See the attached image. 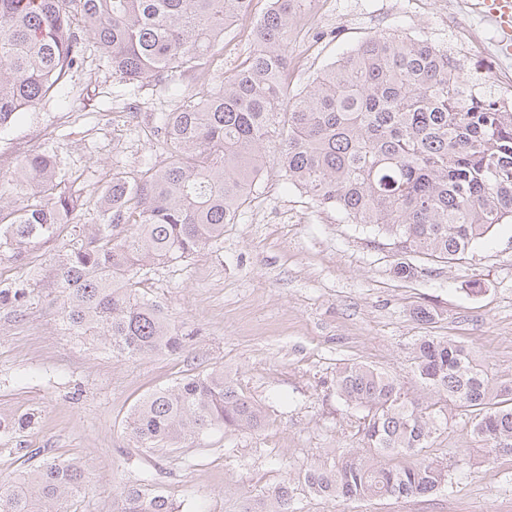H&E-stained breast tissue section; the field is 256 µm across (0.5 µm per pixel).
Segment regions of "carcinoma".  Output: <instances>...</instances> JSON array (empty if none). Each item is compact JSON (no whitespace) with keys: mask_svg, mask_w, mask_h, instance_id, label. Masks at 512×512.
<instances>
[{"mask_svg":"<svg viewBox=\"0 0 512 512\" xmlns=\"http://www.w3.org/2000/svg\"><path fill=\"white\" fill-rule=\"evenodd\" d=\"M253 0H0V131L58 91L89 46L130 83H175L207 74L229 22ZM305 0H270L253 50L206 95L164 114L157 136L168 162L133 181L117 172L97 199L100 223L71 226L55 278L66 329L99 336L116 358L180 353L193 333L140 292L141 273L187 259L224 239L270 161L286 183L362 224L404 255L461 260L494 226L512 223V108L497 85L464 71L448 48L421 36L379 32L286 100L288 44ZM57 158L22 157L0 177V252L20 261L59 235L81 196L59 189ZM29 283L0 288V308L31 300ZM411 395L377 368L336 371V396L363 411L362 447L317 460L297 477L323 498H412L448 484V466L422 455L449 415L483 442L488 460L512 455V380H492L457 342L425 336ZM261 406L216 368L144 397L128 429L141 448L177 445L219 428L254 431ZM417 461L391 467L386 458ZM86 473L46 458L0 481V512H62ZM287 480L243 512H296ZM121 512H179L160 493L124 491Z\"/></svg>","mask_w":512,"mask_h":512,"instance_id":"cac0c4a2","label":"carcinoma"}]
</instances>
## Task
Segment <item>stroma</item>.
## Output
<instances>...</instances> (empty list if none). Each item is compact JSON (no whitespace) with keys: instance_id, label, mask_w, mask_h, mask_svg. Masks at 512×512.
Returning a JSON list of instances; mask_svg holds the SVG:
<instances>
[{"instance_id":"stroma-1","label":"stroma","mask_w":512,"mask_h":512,"mask_svg":"<svg viewBox=\"0 0 512 512\" xmlns=\"http://www.w3.org/2000/svg\"><path fill=\"white\" fill-rule=\"evenodd\" d=\"M474 12L473 0H459L452 20L440 0H328L305 29L291 32L288 92L305 91L319 69L378 31L455 46L458 31L480 27ZM250 47L229 30L212 52V83ZM183 97L180 85L126 83L87 52L62 92L0 134V176L26 154L52 153L61 188L84 200L73 222L97 223V196L113 173L133 178L166 162L153 130ZM58 251L40 245L22 263L0 254V282L35 286L22 311L0 309V479L46 457L79 460L86 487L68 512H121L124 488L139 484L188 512H241L247 496L356 447L360 414L336 397L338 367L366 363L413 388L414 351L425 336L451 338L490 377L512 379V224L496 226L465 260L413 257L418 274L402 280L394 274L400 257L384 239L268 167L223 241L142 279V292L173 324L195 329L189 349L119 362L102 340L63 330ZM419 307L433 319L419 320ZM216 366L262 406L264 427L213 430L174 448L135 447L126 421L138 401ZM25 417L30 425L14 429ZM426 454L447 464L448 488L361 501L299 490L297 512H512V456L487 461L462 419L442 427Z\"/></svg>"}]
</instances>
